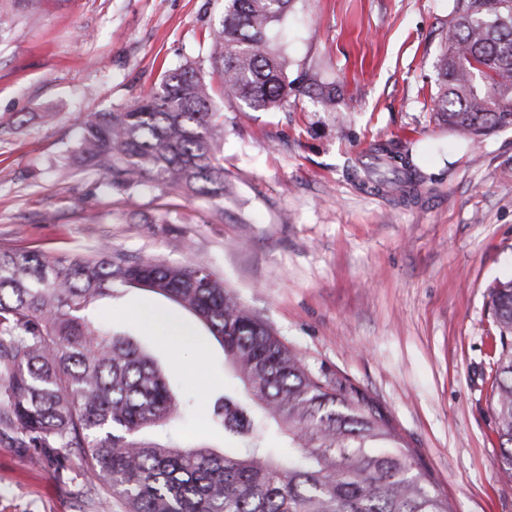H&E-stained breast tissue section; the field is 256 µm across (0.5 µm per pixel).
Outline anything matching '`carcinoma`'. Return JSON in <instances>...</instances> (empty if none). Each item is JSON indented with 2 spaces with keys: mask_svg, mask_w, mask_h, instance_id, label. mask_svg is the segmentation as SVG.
<instances>
[{
  "mask_svg": "<svg viewBox=\"0 0 512 512\" xmlns=\"http://www.w3.org/2000/svg\"><path fill=\"white\" fill-rule=\"evenodd\" d=\"M295 0H224L208 53L224 96L272 112L295 91L272 33ZM437 62L436 110L479 137L512 126V0H452ZM312 92L336 111V85ZM193 64L162 74L135 104L96 112L61 173L93 169L111 191L204 197L224 211L223 114ZM395 181L365 175L382 193L411 182L409 162L375 147ZM116 286L145 288L189 311L222 346L241 396L212 408V426L244 445L218 453L150 433L181 419L179 399L135 343L90 318ZM499 328L491 409L500 471L512 479V280L491 291ZM295 454L267 446L271 428ZM0 443L69 471L66 448L88 477L104 474L127 512H452L431 473L389 417L348 378L313 372L274 329L208 268L134 260L100 245L74 258L0 250Z\"/></svg>",
  "mask_w": 512,
  "mask_h": 512,
  "instance_id": "1",
  "label": "carcinoma"
}]
</instances>
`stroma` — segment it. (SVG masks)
<instances>
[{
	"mask_svg": "<svg viewBox=\"0 0 512 512\" xmlns=\"http://www.w3.org/2000/svg\"><path fill=\"white\" fill-rule=\"evenodd\" d=\"M450 0H296L279 37L300 86L276 112L216 96L224 119V214L203 198L105 191L94 170L56 168L94 112L123 109L164 71L204 76L224 0H27L0 17V249L61 257L111 243L132 258L210 266L313 371L346 376L380 405L453 512H512L489 407L498 329L490 304L512 279V128L479 144L439 121L431 97ZM331 81L355 110L325 111L307 88ZM55 113L53 122L40 115ZM407 156L416 190L369 194L355 165ZM98 215L95 224L87 214ZM151 309L193 333L145 324ZM92 317L153 356L193 404L169 433L223 450L207 422L236 388L223 348L188 311L121 288ZM125 512L104 477L58 478L0 444V512Z\"/></svg>",
	"mask_w": 512,
	"mask_h": 512,
	"instance_id": "35a3bbf8",
	"label": "stroma"
}]
</instances>
